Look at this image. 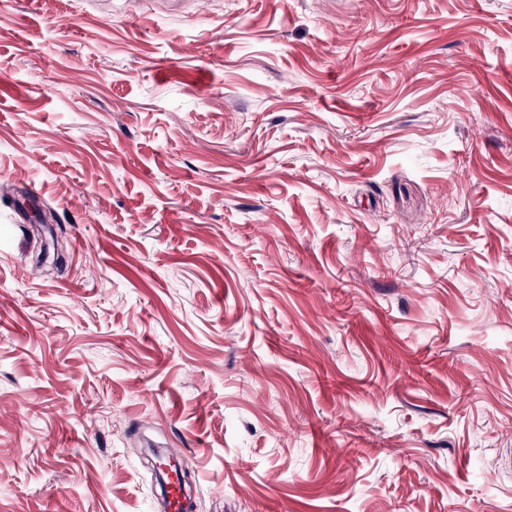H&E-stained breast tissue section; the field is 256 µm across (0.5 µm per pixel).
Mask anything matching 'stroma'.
<instances>
[{
  "instance_id": "stroma-1",
  "label": "stroma",
  "mask_w": 512,
  "mask_h": 512,
  "mask_svg": "<svg viewBox=\"0 0 512 512\" xmlns=\"http://www.w3.org/2000/svg\"><path fill=\"white\" fill-rule=\"evenodd\" d=\"M152 444L512 512V0H0V512H156Z\"/></svg>"
}]
</instances>
